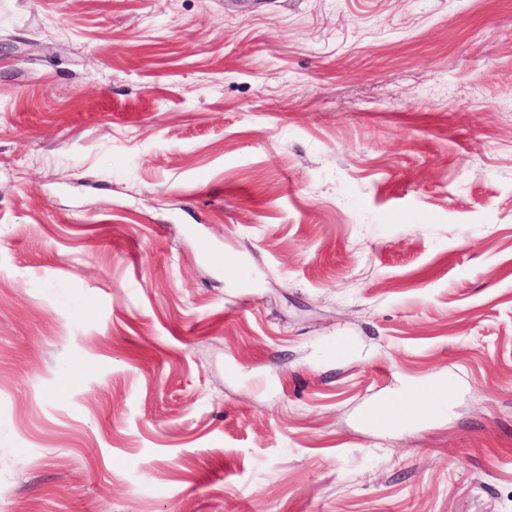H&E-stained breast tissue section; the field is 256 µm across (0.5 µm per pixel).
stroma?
<instances>
[{
	"mask_svg": "<svg viewBox=\"0 0 512 512\" xmlns=\"http://www.w3.org/2000/svg\"><path fill=\"white\" fill-rule=\"evenodd\" d=\"M0 512H512V0H0ZM448 383L441 380L421 387L412 396L376 403L365 409L362 421L368 425L380 424L387 429L417 420L423 411L440 402L447 394Z\"/></svg>",
	"mask_w": 512,
	"mask_h": 512,
	"instance_id": "1",
	"label": "stroma"
}]
</instances>
